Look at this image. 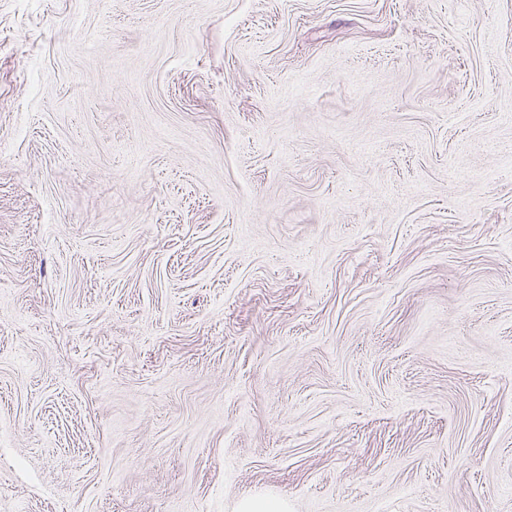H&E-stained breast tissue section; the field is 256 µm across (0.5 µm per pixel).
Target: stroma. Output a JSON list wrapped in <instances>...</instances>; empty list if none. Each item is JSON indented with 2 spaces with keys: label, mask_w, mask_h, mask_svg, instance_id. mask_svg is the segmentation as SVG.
<instances>
[{
  "label": "stroma",
  "mask_w": 512,
  "mask_h": 512,
  "mask_svg": "<svg viewBox=\"0 0 512 512\" xmlns=\"http://www.w3.org/2000/svg\"><path fill=\"white\" fill-rule=\"evenodd\" d=\"M0 512H512V0H0ZM238 512H288L284 498H248L239 502Z\"/></svg>",
  "instance_id": "1"
}]
</instances>
